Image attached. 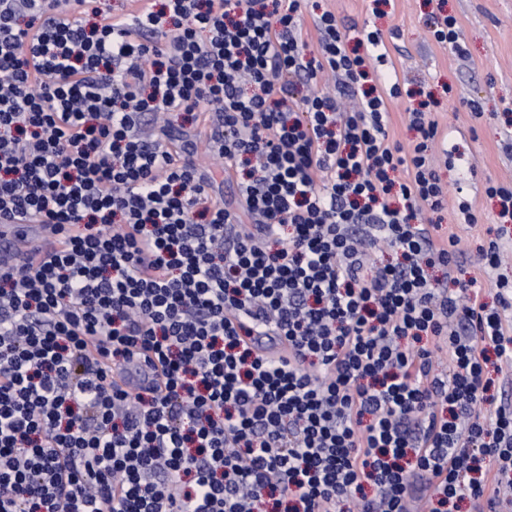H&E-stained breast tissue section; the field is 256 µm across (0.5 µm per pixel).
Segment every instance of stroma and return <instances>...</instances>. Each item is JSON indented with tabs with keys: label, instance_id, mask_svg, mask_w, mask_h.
Listing matches in <instances>:
<instances>
[{
	"label": "stroma",
	"instance_id": "obj_1",
	"mask_svg": "<svg viewBox=\"0 0 512 512\" xmlns=\"http://www.w3.org/2000/svg\"><path fill=\"white\" fill-rule=\"evenodd\" d=\"M302 35L317 45L313 19L333 12L343 27L380 31L388 51L383 76L397 78L404 94L389 104L390 136L411 147L418 134L406 111L417 92L432 93L434 114L447 137L451 160L438 173L447 190L440 235L456 234L462 254L457 275L477 279L485 301L494 289L483 272L480 245L501 239L505 248L500 274L512 281V223H500L487 183L512 184V0H303ZM435 15L455 16L466 47L458 57L429 32ZM472 202L477 223L458 209Z\"/></svg>",
	"mask_w": 512,
	"mask_h": 512
}]
</instances>
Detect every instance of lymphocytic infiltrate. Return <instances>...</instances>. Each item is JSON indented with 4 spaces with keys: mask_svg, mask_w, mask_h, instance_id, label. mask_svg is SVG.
I'll return each instance as SVG.
<instances>
[{
    "mask_svg": "<svg viewBox=\"0 0 512 512\" xmlns=\"http://www.w3.org/2000/svg\"><path fill=\"white\" fill-rule=\"evenodd\" d=\"M91 2L0 0V224L56 236L0 263V512H512V281L492 240L494 303L434 282L438 124L390 140L381 34L326 11L309 49L300 0ZM173 112L201 125L176 148ZM194 159L203 169L210 171L219 184V188L215 187L212 192L213 198L223 203V205L224 202L229 203L233 201L236 194V186L229 183H220L224 178V165L222 167L219 160L207 154L201 143L198 144L197 154Z\"/></svg>",
    "mask_w": 512,
    "mask_h": 512,
    "instance_id": "f902f5d3",
    "label": "lymphocytic infiltrate"
}]
</instances>
